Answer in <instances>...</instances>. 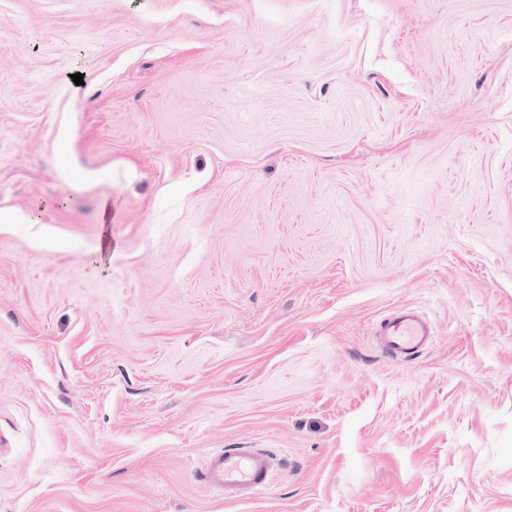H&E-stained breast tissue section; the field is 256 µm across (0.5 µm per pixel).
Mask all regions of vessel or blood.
Returning a JSON list of instances; mask_svg holds the SVG:
<instances>
[{"label":"vessel or blood","mask_w":512,"mask_h":512,"mask_svg":"<svg viewBox=\"0 0 512 512\" xmlns=\"http://www.w3.org/2000/svg\"><path fill=\"white\" fill-rule=\"evenodd\" d=\"M433 334L430 321L420 311L400 304L378 319L372 329L378 351L394 363L415 359L430 345ZM273 468V458L267 451L227 448L211 454L196 479L228 496L239 492L254 494L267 488Z\"/></svg>","instance_id":"obj_1"}]
</instances>
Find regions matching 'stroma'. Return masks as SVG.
Masks as SVG:
<instances>
[{"label": "stroma", "instance_id": "35a3bbf8", "mask_svg": "<svg viewBox=\"0 0 512 512\" xmlns=\"http://www.w3.org/2000/svg\"><path fill=\"white\" fill-rule=\"evenodd\" d=\"M0 512H512V0H0ZM372 336L383 357L402 363L419 356L430 345L434 331L420 311L397 304L373 324ZM273 469V458L267 451L224 448L211 454L196 479L209 489L224 491L225 497L239 492L256 494L267 488Z\"/></svg>", "mask_w": 512, "mask_h": 512}]
</instances>
